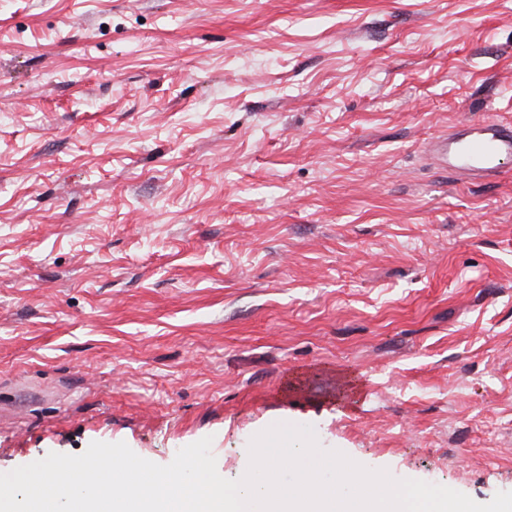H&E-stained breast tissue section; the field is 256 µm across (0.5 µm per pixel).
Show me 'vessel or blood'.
Wrapping results in <instances>:
<instances>
[{
	"instance_id": "1",
	"label": "vessel or blood",
	"mask_w": 512,
	"mask_h": 512,
	"mask_svg": "<svg viewBox=\"0 0 512 512\" xmlns=\"http://www.w3.org/2000/svg\"><path fill=\"white\" fill-rule=\"evenodd\" d=\"M432 155L438 165L464 179L496 173L503 160L512 158V127L492 120L464 126L449 133Z\"/></svg>"
}]
</instances>
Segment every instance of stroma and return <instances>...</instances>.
<instances>
[{"mask_svg": "<svg viewBox=\"0 0 512 512\" xmlns=\"http://www.w3.org/2000/svg\"><path fill=\"white\" fill-rule=\"evenodd\" d=\"M512 0H0V473L318 444L512 491ZM432 155L438 165L464 179L496 173L503 160L512 158V127L494 120L464 126L449 133Z\"/></svg>", "mask_w": 512, "mask_h": 512, "instance_id": "1", "label": "stroma"}]
</instances>
